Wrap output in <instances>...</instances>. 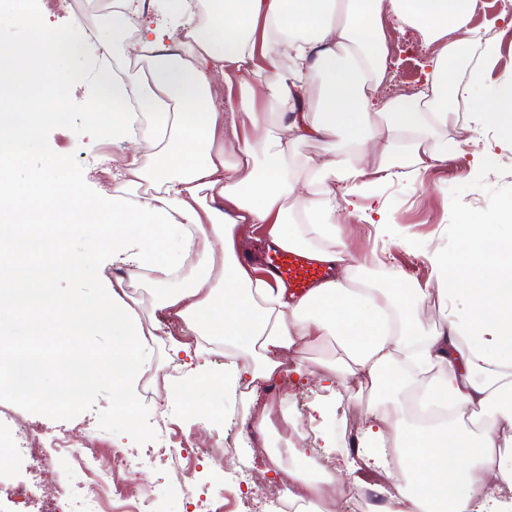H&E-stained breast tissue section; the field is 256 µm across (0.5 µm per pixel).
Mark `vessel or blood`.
<instances>
[{"label": "vessel or blood", "instance_id": "obj_1", "mask_svg": "<svg viewBox=\"0 0 512 512\" xmlns=\"http://www.w3.org/2000/svg\"><path fill=\"white\" fill-rule=\"evenodd\" d=\"M259 262L287 286L289 294L298 297L308 294L314 286L328 280L333 274L331 268L298 249L276 248L264 252Z\"/></svg>", "mask_w": 512, "mask_h": 512}]
</instances>
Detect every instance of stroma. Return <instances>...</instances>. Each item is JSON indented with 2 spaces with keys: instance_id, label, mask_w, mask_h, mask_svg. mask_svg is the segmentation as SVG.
I'll list each match as a JSON object with an SVG mask.
<instances>
[{
  "instance_id": "obj_1",
  "label": "stroma",
  "mask_w": 512,
  "mask_h": 512,
  "mask_svg": "<svg viewBox=\"0 0 512 512\" xmlns=\"http://www.w3.org/2000/svg\"><path fill=\"white\" fill-rule=\"evenodd\" d=\"M26 7L50 25L66 28L82 24L90 33L112 32L110 0H73L70 10H62L57 0H27ZM502 5L476 10L473 26L492 28L499 44L497 62L491 72L498 78L512 73V28L498 19ZM56 79L67 95V114L62 121L44 124L27 148L14 172L15 181H24L28 171L46 157H55L69 173L68 187L78 194L111 193L112 172L124 164V146L113 143L104 130V115L111 107L102 100L87 61L65 50L56 52ZM439 140L465 143V150L453 151L447 165L429 170L423 177H396L379 190V200L401 233L394 238H377L374 225L358 216H341V238L358 251L378 248L384 252L386 267L402 271L412 282L425 283L431 267L425 255L441 247L456 248L465 236L463 217L484 218L496 213L512 199V152L496 147V132L488 129L480 138H470L465 122L453 121L438 133ZM72 251L95 249L96 262L78 282L90 292L103 280L122 275L138 278V270L112 263V250L102 230L86 221L81 232L69 238ZM328 345L308 348L296 355L304 372L280 370L271 383L277 398L282 430H270L265 444L284 441L287 447L303 448L318 455L331 468L342 465L351 446V428L361 427L366 394L347 390L339 408V421L331 439L318 435L320 420L312 410L319 394L314 376ZM87 414L71 413L66 423L35 413L18 388L0 391V409L37 423L44 430L63 437L74 449L92 444L99 461H107L113 449L139 452L148 446L176 448L188 442L198 448L233 444L234 454L206 456L192 462L135 464L112 477L103 492L100 512H133L135 495L148 493L153 512H199L201 503L213 502L224 512H242L241 493L229 481V473L240 462L253 459V449L237 425L245 410L243 399L207 414H199L191 400L169 399L163 383L139 385L136 424L117 416L112 409V384L97 376L84 400ZM92 419L96 432L87 436L83 423Z\"/></svg>"
}]
</instances>
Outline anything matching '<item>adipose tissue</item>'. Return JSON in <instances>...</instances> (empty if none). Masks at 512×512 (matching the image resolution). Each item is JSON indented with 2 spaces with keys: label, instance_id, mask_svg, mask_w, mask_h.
<instances>
[{
  "label": "adipose tissue",
  "instance_id": "adipose-tissue-1",
  "mask_svg": "<svg viewBox=\"0 0 512 512\" xmlns=\"http://www.w3.org/2000/svg\"><path fill=\"white\" fill-rule=\"evenodd\" d=\"M21 2L0 0V21L30 33L24 47L0 43V344L42 354L24 379L26 397L42 401L41 377L57 371L43 352L49 337L90 327L117 338L91 363L111 377L113 407L131 416L142 357L177 322L236 358L217 370L188 367L175 393L207 410L212 397L249 386L247 414L261 433L270 417L256 404L284 355L328 342L317 412L340 407L339 384L370 393L372 421L345 460L350 492H362V474L373 473L388 484L377 512H512V497L478 495L492 481L512 488V233L502 232L512 203L491 218L467 219L471 250L430 255L432 276L422 286L399 274L378 284L369 271L379 255L362 259L336 245L340 201L372 198L394 176L399 150L419 173L447 164V144L433 137L459 109L476 129L497 128L498 145L512 148V75L490 77L497 45L471 25L475 0H204L197 25L184 20L187 0H162L154 21L143 0H113V32L138 25L115 66L105 62L108 38L89 40L79 24L50 27ZM390 21L439 46L410 105L376 95ZM57 46L96 59L95 80L112 102L108 131L129 147L111 195L67 192L68 176L52 157L24 183L13 179L42 124L64 115ZM219 84L223 109L214 101ZM316 88L322 105L314 110ZM259 98L267 112L254 111ZM309 138L327 140L332 155L308 162L301 175L291 153ZM292 207L300 223H289ZM82 218L105 230L113 263L143 271L156 286L162 317L150 327L131 306L124 277L91 293L74 289L95 259L68 245ZM261 224L284 249L319 240L313 255L336 266L335 279L294 298L259 276L238 236ZM33 230L47 232L54 261L26 272L8 255ZM184 272L188 282L175 287ZM22 290L32 304L16 302ZM456 294L466 306L420 336L415 319L424 304ZM412 388L422 408L446 420L407 424L403 395Z\"/></svg>",
  "mask_w": 512,
  "mask_h": 512
}]
</instances>
